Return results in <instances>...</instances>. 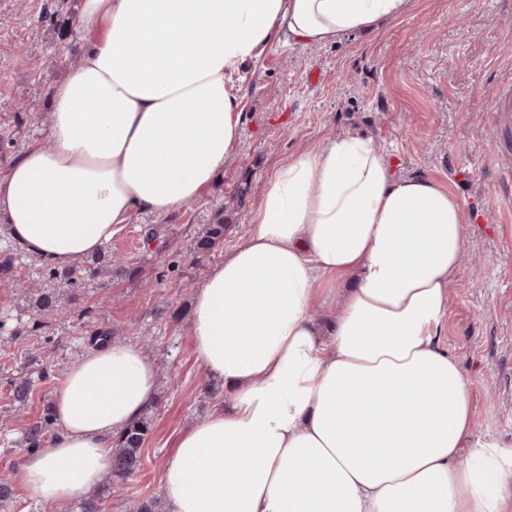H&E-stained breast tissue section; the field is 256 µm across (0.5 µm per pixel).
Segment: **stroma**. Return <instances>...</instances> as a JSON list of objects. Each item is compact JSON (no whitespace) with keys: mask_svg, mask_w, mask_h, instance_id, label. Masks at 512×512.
<instances>
[{"mask_svg":"<svg viewBox=\"0 0 512 512\" xmlns=\"http://www.w3.org/2000/svg\"><path fill=\"white\" fill-rule=\"evenodd\" d=\"M52 0H0V135L20 154L45 128L50 89L80 61L43 17ZM38 61L31 69L30 61ZM320 69L324 81L308 86ZM512 70V0H410L407 12L373 35L329 46L282 37L240 85L244 110L238 145L201 197L167 215H137L108 248L127 270L86 282L75 303L39 331L27 294L35 261L13 269L0 288V473L18 472L25 433L49 409L56 384L89 349L86 330L107 329L141 347L158 367L159 386L145 416L150 431L141 468L95 495L102 512H162V472L178 436L218 409L224 384L192 353L190 306L213 264L250 230L267 177L298 153L336 135L371 137L396 176H427L464 206L466 260L451 290L440 336L470 375L477 437L512 448V120L491 113L500 77ZM224 220L211 258L191 245ZM157 241L141 243L144 228ZM86 311V325L72 315ZM29 381L25 402L13 389Z\"/></svg>","mask_w":512,"mask_h":512,"instance_id":"obj_1","label":"stroma"}]
</instances>
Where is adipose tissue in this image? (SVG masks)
I'll list each match as a JSON object with an SVG mask.
<instances>
[{
    "instance_id": "1",
    "label": "adipose tissue",
    "mask_w": 512,
    "mask_h": 512,
    "mask_svg": "<svg viewBox=\"0 0 512 512\" xmlns=\"http://www.w3.org/2000/svg\"><path fill=\"white\" fill-rule=\"evenodd\" d=\"M408 4L81 0L82 61L52 83L42 138L0 169L11 237L65 268L136 215L194 202L281 33L327 45ZM466 224L452 193L396 177L358 133L278 166L195 294L192 351L228 393L166 464L167 512H512V448L475 440L471 378L439 343ZM327 279L340 306L323 323ZM156 382L135 345L89 352L54 389L59 430L23 458V485L51 505L93 497Z\"/></svg>"
}]
</instances>
